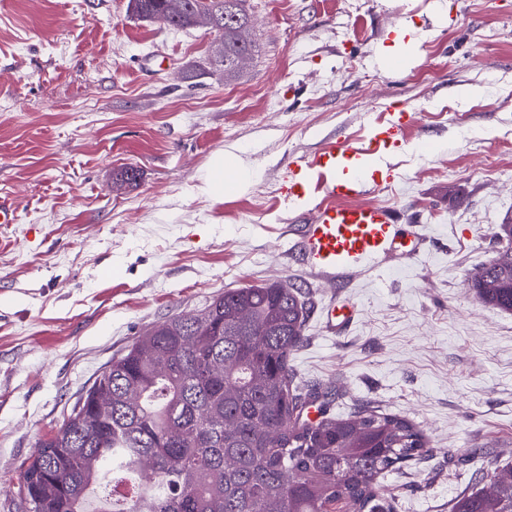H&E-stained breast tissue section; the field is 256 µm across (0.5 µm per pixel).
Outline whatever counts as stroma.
<instances>
[{
    "label": "stroma",
    "mask_w": 512,
    "mask_h": 512,
    "mask_svg": "<svg viewBox=\"0 0 512 512\" xmlns=\"http://www.w3.org/2000/svg\"><path fill=\"white\" fill-rule=\"evenodd\" d=\"M128 0H0V512H23L39 438L143 329L230 288L285 281L313 305L293 364L343 415L370 404L428 440L379 482L393 512H448L512 467V314L469 273L512 211V0H249L258 52L238 77L211 64L207 27L139 19ZM426 36L408 67L380 45ZM472 89L460 100L462 89ZM406 110L375 201L419 220L414 262L329 287L304 266L299 217L278 197L297 157L354 142ZM255 172L240 195L201 193L211 156ZM136 167V184L116 173ZM333 298L356 304L323 331ZM357 315L358 312L353 305L338 303L335 300H330L323 311L325 327L332 332H339L346 326L351 325L356 320ZM336 320H338L337 323Z\"/></svg>",
    "instance_id": "1"
}]
</instances>
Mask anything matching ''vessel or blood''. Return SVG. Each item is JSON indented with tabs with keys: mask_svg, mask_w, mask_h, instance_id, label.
I'll list each match as a JSON object with an SVG mask.
<instances>
[{
	"mask_svg": "<svg viewBox=\"0 0 512 512\" xmlns=\"http://www.w3.org/2000/svg\"><path fill=\"white\" fill-rule=\"evenodd\" d=\"M411 125L403 117L375 122L361 143L329 144L290 167L279 188L289 207H299L317 191L329 198L312 209L298 240L304 264L322 283L333 286L363 272L384 270L395 258L421 255L420 225L404 223L399 210L369 198L394 182V170L377 162L404 143ZM357 315L353 305L333 300L323 311L326 328L334 332L351 325Z\"/></svg>",
	"mask_w": 512,
	"mask_h": 512,
	"instance_id": "b4317fda",
	"label": "vessel or blood"
}]
</instances>
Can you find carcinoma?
<instances>
[{"mask_svg": "<svg viewBox=\"0 0 512 512\" xmlns=\"http://www.w3.org/2000/svg\"><path fill=\"white\" fill-rule=\"evenodd\" d=\"M246 0H129L173 28L224 12L212 27L224 79L256 45ZM495 256L470 273L476 298L512 313V213ZM311 303L291 284L233 288L202 309L141 332L56 430L19 479L26 512H384L377 478L427 455L410 421L363 405L330 414L335 396L296 383L291 357ZM318 405V418L308 409ZM128 493L95 504L96 487ZM450 512H512V472L459 497Z\"/></svg>", "mask_w": 512, "mask_h": 512, "instance_id": "obj_1", "label": "carcinoma"}]
</instances>
